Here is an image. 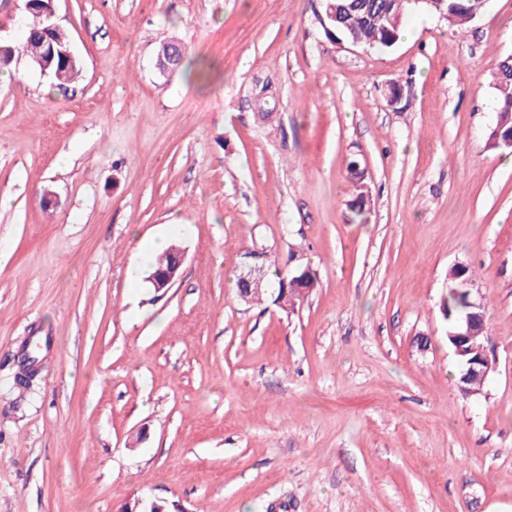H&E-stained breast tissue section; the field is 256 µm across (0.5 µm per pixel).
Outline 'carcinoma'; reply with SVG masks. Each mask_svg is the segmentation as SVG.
<instances>
[{
	"label": "carcinoma",
	"instance_id": "carcinoma-1",
	"mask_svg": "<svg viewBox=\"0 0 512 512\" xmlns=\"http://www.w3.org/2000/svg\"><path fill=\"white\" fill-rule=\"evenodd\" d=\"M370 6L354 5V0H329V4L337 8L343 16L342 22L332 27L336 36L344 39H356L361 43L376 48H389L399 39L402 31L403 17L406 10V0H369ZM487 0H439L436 5L422 3L421 9L426 13L455 22L466 24L484 11ZM29 19L27 35L22 44L17 45L7 40H0V70L8 68L19 54L26 55L29 60L41 66L45 59L48 40L66 44L69 34L62 28L53 27L45 0H34L29 6L23 7ZM82 67L76 56H57L48 67L55 74L53 82L59 86L74 81ZM496 81L499 95L495 102L494 112L497 122L492 135L502 143L512 136V59L509 57L500 61L497 68ZM369 199L366 191L359 188L349 205L354 219L365 220ZM276 278V294L272 302H281L283 311L294 310L303 296L292 284V276H281L278 270H273ZM472 271L448 272V294L444 299L441 312L449 322V331H455L459 322L471 312L470 302L474 299L472 293Z\"/></svg>",
	"mask_w": 512,
	"mask_h": 512
}]
</instances>
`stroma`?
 <instances>
[{
    "mask_svg": "<svg viewBox=\"0 0 512 512\" xmlns=\"http://www.w3.org/2000/svg\"><path fill=\"white\" fill-rule=\"evenodd\" d=\"M54 7L81 75L0 80V512H512V0L405 14L384 50L328 37L323 0ZM158 236L186 253L165 292ZM293 249L318 278L293 313L239 299L245 253ZM460 264L496 361L471 398L440 312ZM419 6L426 13L446 19L459 25L466 24L484 11L487 0H442L436 1L437 5H428L433 0H422ZM497 88L500 92L495 102L494 112L497 122L492 132L498 142L504 141L512 135V59L506 57L500 61L496 73Z\"/></svg>",
    "mask_w": 512,
    "mask_h": 512,
    "instance_id": "obj_1",
    "label": "stroma"
}]
</instances>
